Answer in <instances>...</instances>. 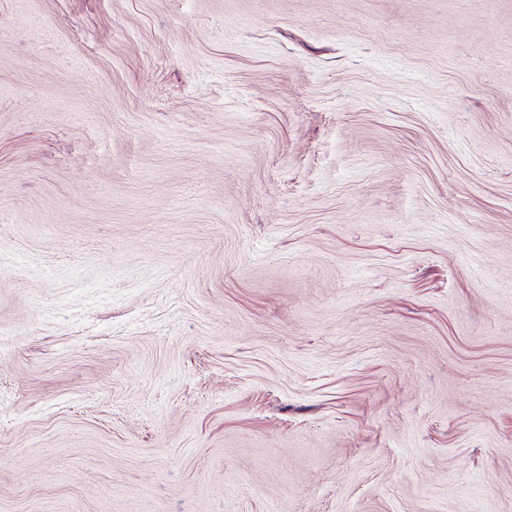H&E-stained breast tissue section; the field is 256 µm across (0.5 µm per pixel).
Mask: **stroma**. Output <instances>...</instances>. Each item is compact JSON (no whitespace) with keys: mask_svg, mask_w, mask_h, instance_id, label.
Here are the masks:
<instances>
[{"mask_svg":"<svg viewBox=\"0 0 512 512\" xmlns=\"http://www.w3.org/2000/svg\"><path fill=\"white\" fill-rule=\"evenodd\" d=\"M0 512H512V0H0Z\"/></svg>","mask_w":512,"mask_h":512,"instance_id":"35a3bbf8","label":"stroma"}]
</instances>
